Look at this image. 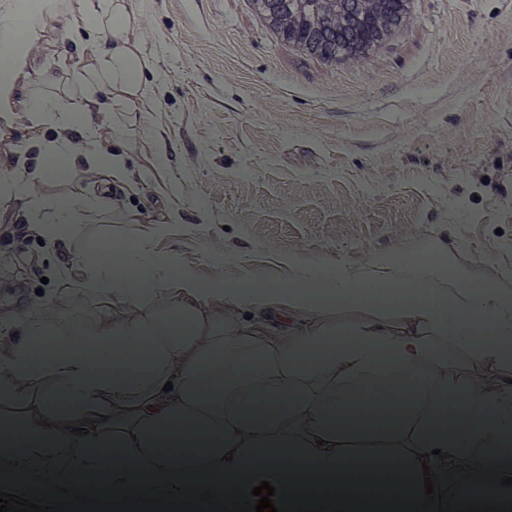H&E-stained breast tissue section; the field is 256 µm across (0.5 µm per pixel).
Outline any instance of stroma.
<instances>
[{
    "instance_id": "obj_1",
    "label": "stroma",
    "mask_w": 512,
    "mask_h": 512,
    "mask_svg": "<svg viewBox=\"0 0 512 512\" xmlns=\"http://www.w3.org/2000/svg\"><path fill=\"white\" fill-rule=\"evenodd\" d=\"M136 6L150 27V111L87 113L101 130L90 141L82 124L61 132L26 112L0 127L6 174L46 199L101 201L54 238V212L0 200V247L22 262L0 309L54 302L71 333L90 317L109 336L116 310L145 292L160 310L194 298L237 330L259 321L302 336L310 305L269 299L250 320L236 291L304 284L340 264L363 287L401 280L407 270L370 256L426 245L477 262L487 280L512 272V0H411L389 41L333 65L277 40L249 0ZM105 46L75 45L56 21L41 63L63 90L61 61ZM61 137L81 150L64 158L65 176H37L44 144ZM112 154L122 177L99 164ZM108 235L143 244L151 272L112 278L86 307L84 243Z\"/></svg>"
}]
</instances>
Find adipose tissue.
<instances>
[{"label":"adipose tissue","mask_w":512,"mask_h":512,"mask_svg":"<svg viewBox=\"0 0 512 512\" xmlns=\"http://www.w3.org/2000/svg\"><path fill=\"white\" fill-rule=\"evenodd\" d=\"M57 16L66 17L72 38L103 34L110 48L68 61L67 90L21 104V90L43 52L47 23ZM147 34L146 18L133 0H0V123L24 110L34 122L63 131L76 114L94 108L150 111ZM0 197L26 199L36 214L53 207L62 228L74 219L70 200L46 203L28 183L6 176L0 178ZM414 276V288L359 289L345 271H337L335 289L315 306L320 322L308 336L262 330L242 336L216 328L212 312L197 304V333L186 340L169 334L166 315L150 310L147 297H136L118 349L149 351L153 368L129 369L100 388L85 387L78 363L58 354L49 366L24 367L26 343L1 335L0 371L10 376L13 391L0 396V418L38 437L36 445L9 458L34 470L74 474L85 465L86 443L118 439L137 468L115 466L100 472V479L137 478L163 466L202 470L216 481H297L306 466L341 485L361 481L370 462L387 459L402 465L418 488L423 466L438 467L443 451L454 468H500L502 440L512 433V424L498 417L499 407L512 403V386L500 379L512 374V354L494 340L512 335V304L503 287L479 283L475 265L453 253ZM385 319L392 327H382ZM406 320L419 322L418 333L403 328ZM303 356L310 367H299ZM214 377L224 381L218 406L202 395L205 381ZM54 379L69 384L79 413L52 406L47 389ZM397 383L410 392L403 413L379 427L362 419L361 409ZM116 404L124 412L114 420ZM433 423L451 428V436L428 432ZM192 426L218 433L223 447L181 458L151 442L159 429Z\"/></svg>","instance_id":"ef3b65f1"}]
</instances>
